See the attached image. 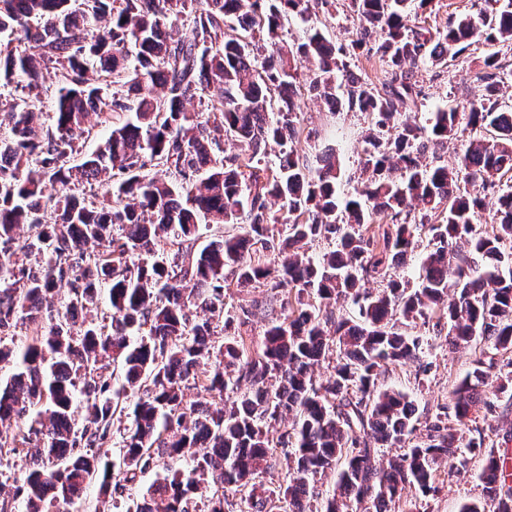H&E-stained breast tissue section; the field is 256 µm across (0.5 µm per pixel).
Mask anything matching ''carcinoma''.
Wrapping results in <instances>:
<instances>
[{
	"instance_id": "obj_1",
	"label": "carcinoma",
	"mask_w": 512,
	"mask_h": 512,
	"mask_svg": "<svg viewBox=\"0 0 512 512\" xmlns=\"http://www.w3.org/2000/svg\"><path fill=\"white\" fill-rule=\"evenodd\" d=\"M430 3L350 0L351 49L371 44L386 65L377 88L318 27L294 49L276 44L285 21L311 17V0H0V86L23 93L0 105L9 156L0 165V363L13 366L0 379V454L25 448L32 461L0 512L20 499L25 512H65L93 481L122 498L159 468L126 512H191L198 496L205 512H226L228 491L255 512H305L312 482L329 472L335 487L320 512H388L408 488L435 491L438 469L467 453L482 456L484 501L461 512H512V456L485 448L484 430L469 426L479 405L494 408L484 399L494 358L476 360L453 388L455 428L440 412L420 421L406 394L378 386L389 365L430 369L425 339L403 330L419 318L450 348L512 353V186L497 188L512 170V105L497 97L503 67L488 55L477 73L485 98L423 122L411 82L425 60L512 42V0H485L479 17L451 18L436 36L408 33L411 7ZM303 61L315 63L308 92L333 113L370 120L360 187L344 200L334 148L313 171L296 153ZM49 69L57 85L47 124L39 104ZM205 96L207 116L187 112ZM91 113L110 134L73 165ZM463 127L479 135L455 163L423 160ZM229 140L240 153L223 155ZM272 144L279 162L264 169ZM149 163L174 180L143 175ZM270 197L283 219L270 215ZM480 211L494 224H474ZM375 213L388 221L374 223ZM212 224L241 229L196 246ZM424 231L433 246L414 282L400 268ZM166 238L177 245L170 258L158 252ZM323 240L332 249L309 256ZM229 278L279 304L283 319L257 349L225 313ZM104 293L107 324L94 315ZM20 325L34 334L17 350L3 339ZM333 354V374L316 381L314 368ZM116 359L120 383L99 367ZM190 382L202 399L187 407ZM129 391L141 393L131 406ZM117 415L129 426L110 464L93 449L111 441ZM288 416L279 436L295 448L288 482L261 498L267 423ZM395 445L404 453L379 454Z\"/></svg>"
}]
</instances>
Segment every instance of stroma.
<instances>
[{"label":"stroma","mask_w":512,"mask_h":512,"mask_svg":"<svg viewBox=\"0 0 512 512\" xmlns=\"http://www.w3.org/2000/svg\"><path fill=\"white\" fill-rule=\"evenodd\" d=\"M484 7V0H433L427 10L410 14L408 26L413 30L422 27L433 31L443 30L448 25L449 17L462 13L476 15ZM488 50L486 46L475 45L437 65L428 61L420 63L413 71V80L420 91L415 107L419 118H426L438 106L463 107L484 95V86L477 81L476 75L483 67V58ZM299 111L305 134L296 143L298 154L314 167L318 164V143L324 140L333 143L342 171L338 190L345 194L352 192L365 158L366 121L352 112L331 113L323 100L307 94L299 98ZM225 293L227 306L237 309L256 305L257 310L248 326L253 340H261L271 321L280 316L279 311L265 309V290L245 292L231 285ZM414 332L427 337L429 341L425 355L431 364L430 371L419 375L409 367H392L385 372L382 382L387 387L407 393L414 400L419 413L433 414L449 405L454 385L472 369L480 352L472 347L451 350L445 337L430 334L428 328L420 324L416 325ZM481 466L480 456H467L464 464L452 473L440 474L437 492L425 495L410 491L409 506L413 512H459L463 504L482 500V484L478 478Z\"/></svg>","instance_id":"35a3bbf8"}]
</instances>
